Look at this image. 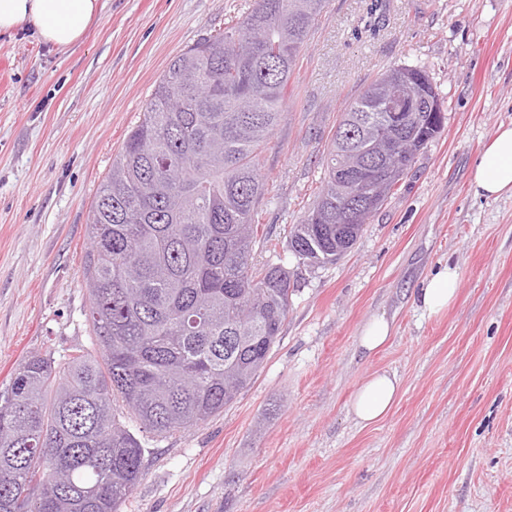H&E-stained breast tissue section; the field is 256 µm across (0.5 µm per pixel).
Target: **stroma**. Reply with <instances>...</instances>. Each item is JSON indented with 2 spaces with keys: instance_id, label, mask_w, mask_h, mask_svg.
Listing matches in <instances>:
<instances>
[{
  "instance_id": "obj_1",
  "label": "stroma",
  "mask_w": 512,
  "mask_h": 512,
  "mask_svg": "<svg viewBox=\"0 0 512 512\" xmlns=\"http://www.w3.org/2000/svg\"><path fill=\"white\" fill-rule=\"evenodd\" d=\"M326 0L282 117L258 158L256 264L291 280L288 315L254 381L223 412L163 437L140 431L141 481L120 512H512V196H475L472 171L512 123V0ZM253 0H106L85 37L53 51L0 36V389L33 353L92 349L82 276L91 204L172 58L241 20ZM424 68L443 130L336 264L288 249L319 193L342 112L396 65ZM456 301L415 299L444 263ZM394 325L366 355L363 325ZM401 380L364 426L367 374ZM400 391L401 382L396 374L374 371L358 386L350 411L363 424L377 422L391 410Z\"/></svg>"
}]
</instances>
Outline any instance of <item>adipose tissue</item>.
Segmentation results:
<instances>
[{
    "label": "adipose tissue",
    "instance_id": "1",
    "mask_svg": "<svg viewBox=\"0 0 512 512\" xmlns=\"http://www.w3.org/2000/svg\"><path fill=\"white\" fill-rule=\"evenodd\" d=\"M104 0H0V33L31 32L57 51L77 44L98 21ZM475 195L496 199L512 195V124L500 125L486 146L472 174ZM457 269L445 264L427 278L418 293V305L427 315L447 312L454 303ZM401 391L396 374L370 373L354 393L350 411L361 423L381 420Z\"/></svg>",
    "mask_w": 512,
    "mask_h": 512
}]
</instances>
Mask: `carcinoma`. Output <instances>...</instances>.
<instances>
[{
	"label": "carcinoma",
	"mask_w": 512,
	"mask_h": 512,
	"mask_svg": "<svg viewBox=\"0 0 512 512\" xmlns=\"http://www.w3.org/2000/svg\"><path fill=\"white\" fill-rule=\"evenodd\" d=\"M323 0H254L240 21L170 60L90 210L83 277L95 352L30 355L0 390V512H118L143 476V448L115 401L156 436L221 413L249 386L288 314L290 280L258 268L265 196L258 155ZM404 75L416 112L399 128L378 87ZM251 103L249 111L239 103ZM427 72L395 66L338 124L324 183L288 248L313 265L356 243L373 207L337 173L379 165L441 132Z\"/></svg>",
	"instance_id": "cac0c4a2"
}]
</instances>
